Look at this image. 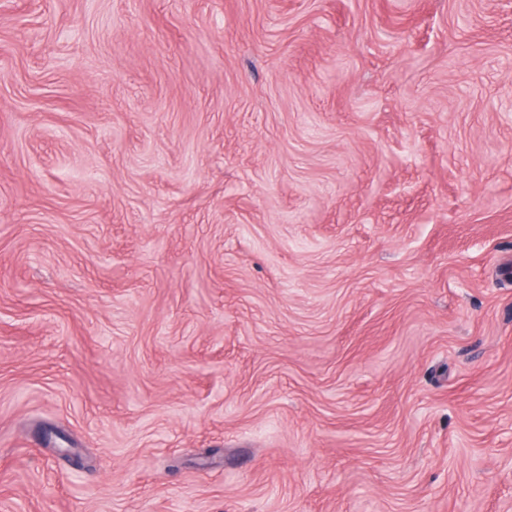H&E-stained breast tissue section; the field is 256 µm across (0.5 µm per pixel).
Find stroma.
Masks as SVG:
<instances>
[{
  "label": "stroma",
  "instance_id": "obj_1",
  "mask_svg": "<svg viewBox=\"0 0 512 512\" xmlns=\"http://www.w3.org/2000/svg\"><path fill=\"white\" fill-rule=\"evenodd\" d=\"M0 512H512V0H0Z\"/></svg>",
  "mask_w": 512,
  "mask_h": 512
}]
</instances>
